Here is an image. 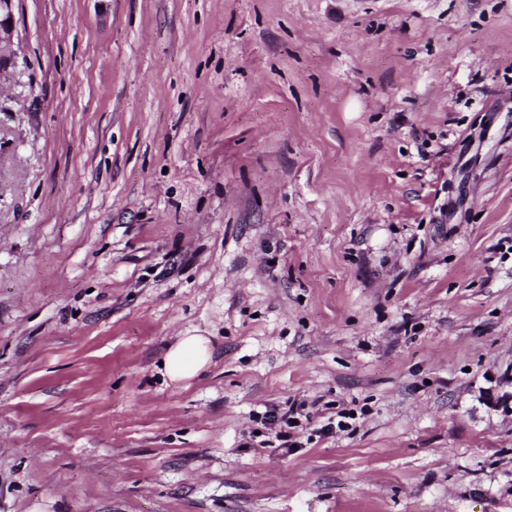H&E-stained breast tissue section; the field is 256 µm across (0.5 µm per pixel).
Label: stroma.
<instances>
[{"mask_svg": "<svg viewBox=\"0 0 512 512\" xmlns=\"http://www.w3.org/2000/svg\"><path fill=\"white\" fill-rule=\"evenodd\" d=\"M11 43L0 512H512V0H15ZM211 348L209 337L195 334L179 336L162 359L164 379L170 384H180L195 378L209 365ZM307 405L305 402H288V408L279 410L277 407H273L269 410H267L264 414V424L269 427V429L275 430V439L276 441H280L278 446H272L274 448H294L293 443H289L288 438L290 437V434L288 433V437L286 435L281 434V428L282 425L287 426L289 429L296 427L299 421V417H304L306 420H310L311 412L306 411ZM306 411V412H305ZM293 420H296V424H293ZM277 427L280 428L279 431H277Z\"/></svg>", "mask_w": 512, "mask_h": 512, "instance_id": "stroma-1", "label": "stroma"}]
</instances>
